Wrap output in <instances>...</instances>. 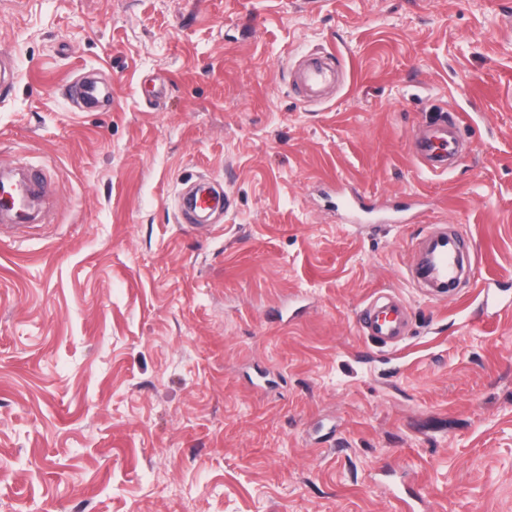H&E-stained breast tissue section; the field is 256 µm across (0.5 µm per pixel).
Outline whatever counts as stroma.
<instances>
[{
	"mask_svg": "<svg viewBox=\"0 0 512 512\" xmlns=\"http://www.w3.org/2000/svg\"><path fill=\"white\" fill-rule=\"evenodd\" d=\"M0 55V169L49 183L0 231V512H399L393 469L430 512H512V311L480 294L512 298V0H0ZM442 110L469 147L438 176L409 140ZM199 179L233 200L204 229ZM340 183L428 207L350 224ZM437 224L476 255L438 301L406 279ZM381 288L393 348L359 331ZM309 57L294 80L299 83L305 102L318 103L324 100L327 89L335 85L336 55L334 52H322ZM411 322L408 304L395 292L382 289L367 300L360 311L359 324L364 336L388 344L406 336Z\"/></svg>",
	"mask_w": 512,
	"mask_h": 512,
	"instance_id": "1",
	"label": "stroma"
}]
</instances>
